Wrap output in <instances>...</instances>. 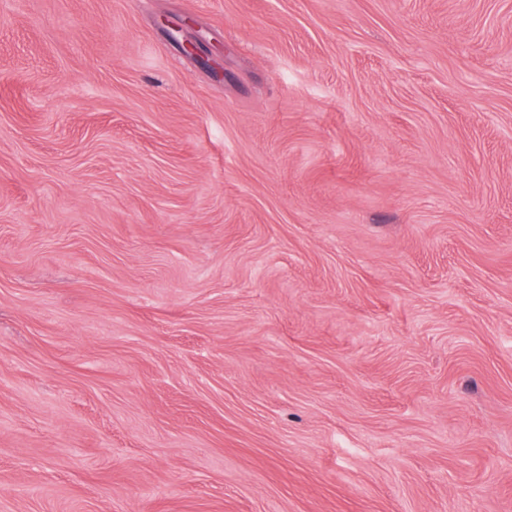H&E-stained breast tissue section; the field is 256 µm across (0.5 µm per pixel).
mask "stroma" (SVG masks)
Masks as SVG:
<instances>
[{
    "label": "stroma",
    "instance_id": "obj_1",
    "mask_svg": "<svg viewBox=\"0 0 512 512\" xmlns=\"http://www.w3.org/2000/svg\"><path fill=\"white\" fill-rule=\"evenodd\" d=\"M0 512H512V0H0Z\"/></svg>",
    "mask_w": 512,
    "mask_h": 512
}]
</instances>
